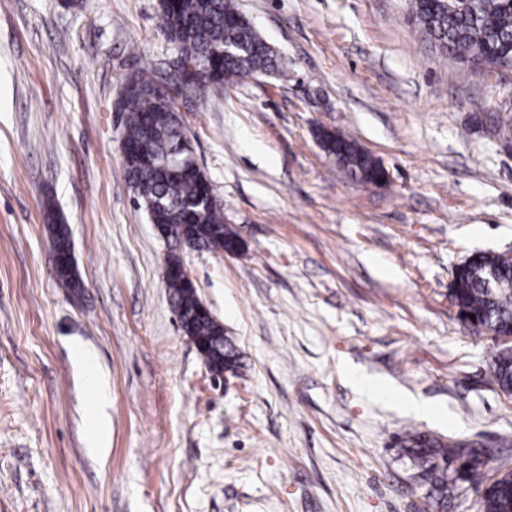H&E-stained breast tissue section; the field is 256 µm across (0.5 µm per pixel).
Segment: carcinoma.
<instances>
[{"instance_id":"cac0c4a2","label":"carcinoma","mask_w":512,"mask_h":512,"mask_svg":"<svg viewBox=\"0 0 512 512\" xmlns=\"http://www.w3.org/2000/svg\"><path fill=\"white\" fill-rule=\"evenodd\" d=\"M161 27L177 54L196 62L208 76L203 94L224 90L240 78L285 75L274 47L240 19L234 0H164L159 4ZM409 14L422 30L455 59H482L490 69L512 63V0H409ZM125 141L131 147L123 169L140 205L161 199L148 214L168 240L180 245V227L194 225L196 249L235 253L239 237L224 224V209L211 182L186 174L163 178L159 164L178 150L187 136L174 96L160 87L156 71L140 70L125 84ZM321 141L336 157L339 168L369 186L383 184L377 161L355 141L334 132ZM52 239L60 254L71 248L68 225L55 224ZM512 282V256L478 252L472 263L456 271L449 298L459 313L475 315L472 331L512 325V286L489 290L485 278ZM180 327L195 345L209 372L239 375L243 355L224 325L200 310L196 289L177 276L166 281ZM493 382L512 395V346L501 349L491 362ZM416 477L425 487L427 505L448 503V493L465 480L483 489L482 512H512V470L489 477L485 468L491 451L478 441L446 443L427 433L409 431L401 441Z\"/></svg>"}]
</instances>
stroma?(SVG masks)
<instances>
[{"mask_svg":"<svg viewBox=\"0 0 512 512\" xmlns=\"http://www.w3.org/2000/svg\"><path fill=\"white\" fill-rule=\"evenodd\" d=\"M287 79L179 97L237 253L180 250L244 354L214 381L162 278L170 246L121 159L125 80L175 55L158 0H0V512H415L400 438L495 449L512 470L498 346L448 298L476 251L512 254V71L445 55L408 0H235ZM389 173L365 186L320 142ZM68 224L84 288L53 271ZM110 449L88 450L95 386ZM321 141L336 157L338 167L348 176L366 186L383 184L377 161L355 141L329 131L321 133Z\"/></svg>","mask_w":512,"mask_h":512,"instance_id":"obj_1","label":"stroma"}]
</instances>
